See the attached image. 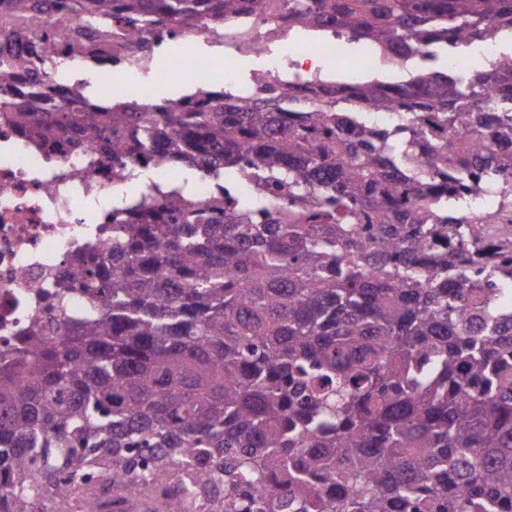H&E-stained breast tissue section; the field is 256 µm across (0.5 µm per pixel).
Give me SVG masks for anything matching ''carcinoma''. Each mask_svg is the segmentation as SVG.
Returning a JSON list of instances; mask_svg holds the SVG:
<instances>
[{
    "mask_svg": "<svg viewBox=\"0 0 512 512\" xmlns=\"http://www.w3.org/2000/svg\"><path fill=\"white\" fill-rule=\"evenodd\" d=\"M242 0H69L104 22L229 24ZM308 29L419 73L353 83L252 78L224 92L0 113L54 151L108 135L113 175L180 163L250 199L176 185L114 205L112 254L75 253L87 310L0 351V512H512V255L471 224H512V55L437 69L512 37V0H290ZM57 51L31 37L30 62ZM397 111L375 129L360 113ZM481 186L493 214L457 206ZM448 235L442 254L436 240Z\"/></svg>",
    "mask_w": 512,
    "mask_h": 512,
    "instance_id": "obj_1",
    "label": "carcinoma"
}]
</instances>
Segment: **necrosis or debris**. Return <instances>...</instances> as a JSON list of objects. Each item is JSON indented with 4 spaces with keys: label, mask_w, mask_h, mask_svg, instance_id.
Returning a JSON list of instances; mask_svg holds the SVG:
<instances>
[{
    "label": "necrosis or debris",
    "mask_w": 512,
    "mask_h": 512,
    "mask_svg": "<svg viewBox=\"0 0 512 512\" xmlns=\"http://www.w3.org/2000/svg\"><path fill=\"white\" fill-rule=\"evenodd\" d=\"M62 11L61 0H32L21 26L29 33L56 31L58 52L66 60L70 31L81 21L62 20ZM213 47L222 49L228 68L214 67L209 54ZM0 54L19 60L0 72L2 91L57 81L56 71L26 64L25 41L1 36ZM246 56L263 58L272 78L286 67L309 71L315 61L346 58L358 74L375 65L374 55L355 47L341 29L329 27L315 36L297 22L283 19L271 25L250 14L245 24L221 30L200 21L133 32L113 22L111 39L102 45L92 71L108 92L126 72L149 76L140 89L145 99L153 96V80L174 75L186 76L201 89L219 84L246 95L250 86L240 84L231 67L232 61ZM112 186V161L104 151L74 150L66 138L50 154L0 120V349L48 317L51 287L63 276L74 251L88 244L100 252L111 251V240L101 234L107 212L92 208L90 201Z\"/></svg>",
    "instance_id": "necrosis-or-debris-1"
}]
</instances>
